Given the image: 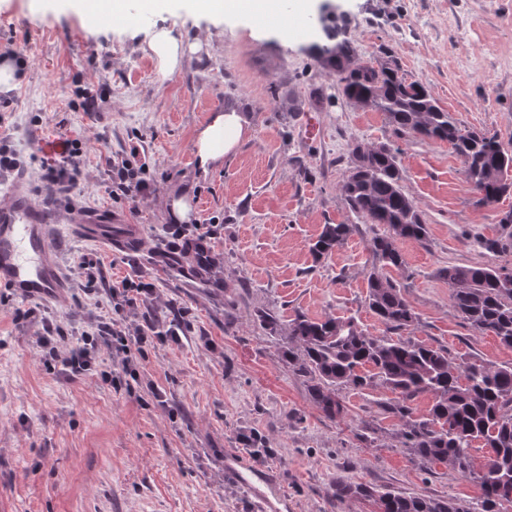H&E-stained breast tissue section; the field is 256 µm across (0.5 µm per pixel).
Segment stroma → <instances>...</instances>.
I'll return each mask as SVG.
<instances>
[{"label":"stroma","mask_w":512,"mask_h":512,"mask_svg":"<svg viewBox=\"0 0 512 512\" xmlns=\"http://www.w3.org/2000/svg\"><path fill=\"white\" fill-rule=\"evenodd\" d=\"M108 21L81 13L74 0H0V52H23L0 135L18 153L32 198L53 221L52 245L66 277L64 303L0 294V512H254V496L224 472L236 455L262 469L279 490L272 512H372L371 503L336 501L339 481L453 497L481 512L479 486L445 462H420L394 447L400 422L377 385L343 388V417L315 406L305 377L282 361L279 335L256 311L281 324L296 315L355 317L370 335L385 326L368 309L370 240L380 227L358 225L324 258L310 247L324 225L346 221L342 185L355 144L402 150V185L428 228L425 243L399 241L403 282L418 321L412 340L451 358L512 364L492 333L471 330L452 307L438 271L491 261L478 238L511 233L500 218L512 194L478 205L461 158L448 143L397 136L384 113L326 99L332 78L309 57L320 28L305 26L324 4L355 49L358 64L391 55L408 79L423 83L466 130L512 149V0H286L279 17L220 9L191 0H118ZM169 27L208 47L161 78L141 50ZM105 90L108 102L84 110L76 92ZM233 109L250 123L234 155L200 174L193 141L213 114ZM84 149L70 195L50 196L33 174L68 141ZM133 157L154 190L128 203L113 196L108 161ZM187 196V235L212 233L214 266L168 257L160 244L173 223L172 198ZM99 215L113 230L135 226L123 251L80 235L71 212ZM103 263L110 284L142 275L155 294L138 323L182 313L177 342L145 345L133 389H114L121 354L101 350L96 371L67 378L38 344L45 322L61 326L59 355L111 308L88 293L81 256Z\"/></svg>","instance_id":"35a3bbf8"}]
</instances>
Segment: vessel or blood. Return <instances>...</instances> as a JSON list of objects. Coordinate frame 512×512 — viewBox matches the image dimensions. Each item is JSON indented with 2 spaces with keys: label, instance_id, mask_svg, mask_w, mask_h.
Masks as SVG:
<instances>
[{
  "label": "vessel or blood",
  "instance_id": "vessel-or-blood-1",
  "mask_svg": "<svg viewBox=\"0 0 512 512\" xmlns=\"http://www.w3.org/2000/svg\"><path fill=\"white\" fill-rule=\"evenodd\" d=\"M9 202L0 206V288L19 299L59 300L66 282L50 242L49 218L33 201L22 179L8 188ZM77 231L108 243L112 236L104 225L83 215L73 216ZM226 473L255 491L257 512H266L271 501L263 487L269 477L238 457L224 460Z\"/></svg>",
  "mask_w": 512,
  "mask_h": 512
}]
</instances>
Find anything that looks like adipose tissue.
Returning a JSON list of instances; mask_svg holds the SVG:
<instances>
[{"label":"adipose tissue","mask_w":512,"mask_h":512,"mask_svg":"<svg viewBox=\"0 0 512 512\" xmlns=\"http://www.w3.org/2000/svg\"><path fill=\"white\" fill-rule=\"evenodd\" d=\"M148 54L155 59L158 73L165 78L178 72L188 53L197 52V45L186 44L181 33L167 28L155 30L148 42ZM249 132L243 113L227 110L216 113L195 136L194 149L202 170L223 164L225 157L235 153Z\"/></svg>","instance_id":"1"}]
</instances>
